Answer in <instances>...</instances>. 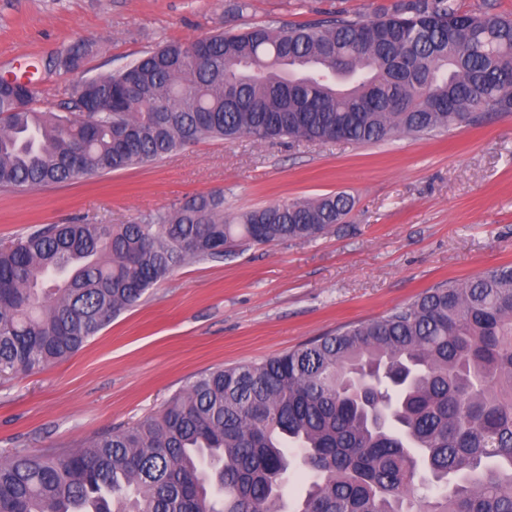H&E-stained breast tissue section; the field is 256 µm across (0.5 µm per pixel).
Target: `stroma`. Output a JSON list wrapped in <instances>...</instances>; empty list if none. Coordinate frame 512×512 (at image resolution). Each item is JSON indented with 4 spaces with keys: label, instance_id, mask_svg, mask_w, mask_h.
I'll list each match as a JSON object with an SVG mask.
<instances>
[{
    "label": "stroma",
    "instance_id": "35a3bbf8",
    "mask_svg": "<svg viewBox=\"0 0 512 512\" xmlns=\"http://www.w3.org/2000/svg\"><path fill=\"white\" fill-rule=\"evenodd\" d=\"M394 0H0V76L36 65L62 86L125 67L166 41ZM94 52L59 76L53 60ZM220 191L238 212L345 193V222L307 240L251 247L173 270L66 359L0 378V458L72 448L157 411L198 373L258 362L384 315L428 288L512 265V113L435 136L375 144L204 138L162 160L35 190H0V243L45 224H129Z\"/></svg>",
    "mask_w": 512,
    "mask_h": 512
}]
</instances>
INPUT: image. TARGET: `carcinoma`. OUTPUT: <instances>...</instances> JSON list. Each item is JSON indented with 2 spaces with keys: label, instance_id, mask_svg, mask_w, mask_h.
Listing matches in <instances>:
<instances>
[{
  "label": "carcinoma",
  "instance_id": "cac0c4a2",
  "mask_svg": "<svg viewBox=\"0 0 512 512\" xmlns=\"http://www.w3.org/2000/svg\"><path fill=\"white\" fill-rule=\"evenodd\" d=\"M66 95L55 112L36 79L0 86L1 189L107 175L204 137L375 143L480 125L512 111V19L396 0L372 20L271 21L169 41ZM354 205L336 193L226 214L214 192L143 222L47 224L1 244L0 377L79 351L187 261L317 237ZM295 463L310 482L291 506ZM0 512H512V266L200 374L75 448L16 450L0 461Z\"/></svg>",
  "mask_w": 512,
  "mask_h": 512
}]
</instances>
